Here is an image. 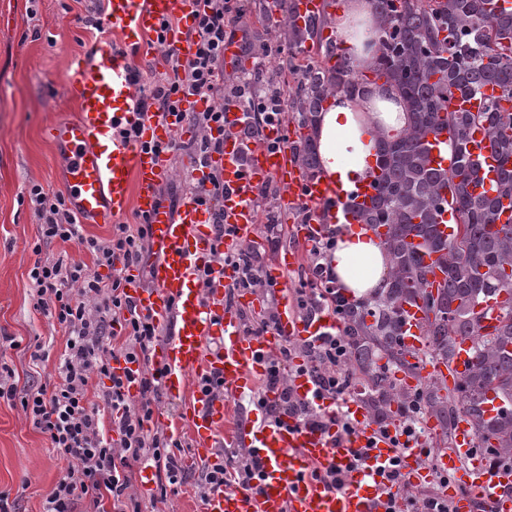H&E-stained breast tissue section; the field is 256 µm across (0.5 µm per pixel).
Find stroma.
Here are the masks:
<instances>
[{
	"label": "stroma",
	"instance_id": "1",
	"mask_svg": "<svg viewBox=\"0 0 512 512\" xmlns=\"http://www.w3.org/2000/svg\"><path fill=\"white\" fill-rule=\"evenodd\" d=\"M92 0H0V495L9 512H42L69 464L48 437L25 415L24 400L52 383L64 351L63 325L35 305L30 271L38 260L78 257L77 242H47L29 190L38 184L61 191L63 153L44 135L45 128L77 114L67 84L85 48L95 43L93 30L78 24ZM177 139L166 157L167 174L158 186L163 204L184 201V172L192 166V138ZM301 227L298 207L281 205L258 224L252 256L269 268L295 241ZM43 357L33 360L34 349ZM201 471L190 468L186 482L168 492L138 496L140 512H199L195 486Z\"/></svg>",
	"mask_w": 512,
	"mask_h": 512
}]
</instances>
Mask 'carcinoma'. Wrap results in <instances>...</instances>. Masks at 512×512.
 I'll return each mask as SVG.
<instances>
[{"label":"carcinoma","mask_w":512,"mask_h":512,"mask_svg":"<svg viewBox=\"0 0 512 512\" xmlns=\"http://www.w3.org/2000/svg\"><path fill=\"white\" fill-rule=\"evenodd\" d=\"M378 18L375 59L366 67L342 55L340 68L327 66L336 55V39L325 41L327 17L299 29L291 17V0H271L247 23L256 36L252 67L239 79L264 82L265 61L278 59L277 74L289 73L294 85L287 102L298 127L313 129L323 103L338 92L351 95L375 80L397 90L407 113V127L394 140L377 143L374 177L377 194L360 212L363 223L383 227L380 242L390 257L387 288L372 303L336 300L348 342V380L361 384L356 393L373 418L390 422L408 417L435 419L438 448L453 443L455 425L471 422L475 447L491 466L512 469V218L500 222L504 202L512 203V14L499 12L497 0H372ZM493 84L500 96L485 95ZM477 101L472 112L459 101ZM480 128L491 140L497 163L491 192H476L480 162L469 151L471 133ZM448 132L449 169L432 165L429 138ZM295 158L308 176L318 172L312 135L292 143ZM279 194L264 186L258 193L261 213L269 216ZM455 213L453 234L440 228L443 204ZM434 255L443 285L431 290ZM508 295L495 322L486 324L481 304ZM422 301L426 308L422 354L408 355L402 345L404 305ZM473 341L471 362L453 387L434 376L414 388L396 373L412 375L426 363L449 361L457 338ZM416 362H411V359ZM494 393L507 405L488 417L484 404Z\"/></svg>","instance_id":"cac0c4a2"}]
</instances>
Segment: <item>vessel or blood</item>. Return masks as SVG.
<instances>
[{
  "label": "vessel or blood",
  "mask_w": 512,
  "mask_h": 512,
  "mask_svg": "<svg viewBox=\"0 0 512 512\" xmlns=\"http://www.w3.org/2000/svg\"><path fill=\"white\" fill-rule=\"evenodd\" d=\"M194 2L105 0V14L121 32L125 48L118 51L109 44H95L85 50L84 62L68 88L78 115L46 129L47 136L67 150L64 191L81 223H113L131 206L149 222L156 256L151 268L153 286L141 289L131 284L127 292L139 310L169 329L156 362L165 369L162 384L167 395L183 401L181 412L171 422L174 431L189 427L196 458L211 456L215 436L221 431L228 443L254 449L264 463L259 492L217 489L207 496L202 512H382L378 505L381 488L365 473L352 472L340 490L326 488L312 473L316 464L324 469L346 467L357 448L371 447L373 455L382 460L391 455L387 443L369 445L375 427L358 402L348 404L357 432L340 441L335 432L307 429L289 419L269 426L249 418L225 429L223 402L202 388L205 379L217 376L232 394H246L285 339L314 340L339 325L331 314L313 321L299 320L286 305L281 309L278 330L246 336L240 331L235 308L224 302L230 273H217L211 288L201 287L197 271L214 252L228 254L252 242L256 218L250 200L256 188L275 179L285 187L289 204H307L316 222L308 226L305 236L316 239L324 232L319 222L323 214L358 223L360 210L377 193V184L370 176L343 189L321 176L305 175L280 122L265 130V144L245 147L236 135L241 114L232 108L226 113L224 151L217 160L224 173L221 204L228 234L220 241L213 237L209 205L194 195L186 198L178 217H170L157 201L166 168L163 155L154 147L169 143L184 128L182 113L202 110L205 104L184 96L165 120L137 114L133 109L137 83L128 57L142 34L155 31L168 18L178 19L179 26L166 32L167 49L181 58L190 57L194 51L191 37L197 27ZM121 125L137 127L138 136L117 138L114 130ZM469 149L483 162V186H490L496 177V162L483 131L473 133ZM425 317L424 305L407 307L402 343L408 351L417 353L423 348ZM472 347L470 339H458L452 360L426 366L425 374L454 381L466 372ZM475 441L471 423L460 421L450 450L434 461V467L457 477L447 490L455 512H474L479 501L489 512H512V471L486 466ZM422 459V450L415 445L409 446L403 458V471L416 485L429 478L430 468Z\"/></svg>",
  "instance_id": "1"
}]
</instances>
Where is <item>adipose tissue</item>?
I'll list each match as a JSON object with an SVG mask.
<instances>
[{
    "mask_svg": "<svg viewBox=\"0 0 512 512\" xmlns=\"http://www.w3.org/2000/svg\"><path fill=\"white\" fill-rule=\"evenodd\" d=\"M332 22L341 49L356 60H371L377 18L370 0H339ZM406 126V113L391 86L370 85L358 95L341 92L329 98L313 130L322 175L353 186L370 174L377 138H395ZM325 263L346 297L368 300L387 287L388 255L366 225H337L336 245Z\"/></svg>",
    "mask_w": 512,
    "mask_h": 512,
    "instance_id": "adipose-tissue-1",
    "label": "adipose tissue"
}]
</instances>
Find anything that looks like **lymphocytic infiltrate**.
I'll return each instance as SVG.
<instances>
[{
    "mask_svg": "<svg viewBox=\"0 0 512 512\" xmlns=\"http://www.w3.org/2000/svg\"><path fill=\"white\" fill-rule=\"evenodd\" d=\"M243 14L241 0H201L197 28L193 36L195 51L182 59L165 53L163 67L154 71L149 85L139 88L136 109L164 116L175 110L180 95H191L206 102V109L185 113L184 119L203 132L194 149L202 177H189L191 193L212 205L211 224L216 239L227 230L220 198L224 194L222 171L208 170L211 154L222 152L224 112L234 106L243 121L260 119L268 125L281 119L285 96L259 98L252 83L240 85L237 92L224 90V45L236 39L238 20ZM30 199L41 219L43 240L68 242L78 240L92 255L93 265L80 260L35 263L30 271L36 291V305L55 317L68 331L64 354L52 384L27 398L23 407L34 426L46 434L53 449L64 460L73 462L46 498L43 512H75L78 502H88L99 512L104 498H111L115 512L133 501L129 492L132 466L150 460L156 478L169 485L181 482L185 472L182 453L165 433L148 429L153 407L159 402L163 387L162 370L154 362L153 351L160 330L150 315L140 311L126 291L125 272L139 265L149 241L147 224L116 225L111 239L100 241L81 236L75 214L66 198L50 193L40 185L30 189ZM308 361L302 372L314 384L317 393L334 400L332 413H324L313 402L301 399L292 385L293 343L285 341L278 355L269 362L267 372L259 377L254 403L267 423H281L294 418L311 430H336L337 434H355L356 426L345 409L346 381L342 377L348 348L342 332H331L307 343ZM137 364L140 401L129 398V377L116 374L117 360ZM110 413L102 420L98 409L88 401L89 389ZM376 432L392 445L394 453L383 463H372L368 449H357L350 469L328 470L323 481L327 488L340 489L349 471L374 470L380 487L388 498L384 512H454L446 497L411 494L403 472V456L408 442L417 440L412 423L389 425L377 423ZM264 474V464L254 451L238 455L235 463L207 466L200 484L201 495L217 487L233 485L254 492Z\"/></svg>",
    "mask_w": 512,
    "mask_h": 512,
    "instance_id": "f902f5d3",
    "label": "lymphocytic infiltrate"
}]
</instances>
